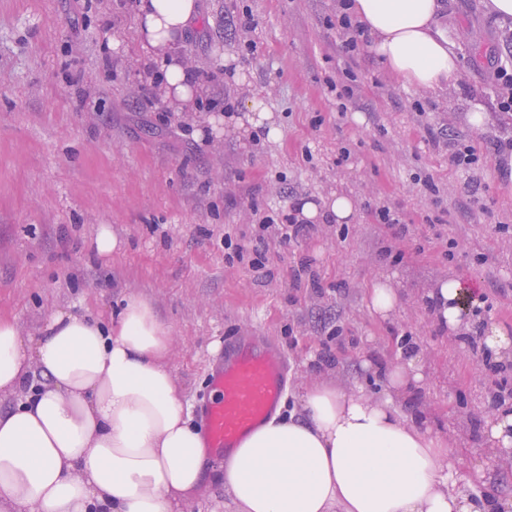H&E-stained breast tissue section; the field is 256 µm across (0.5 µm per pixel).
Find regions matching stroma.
<instances>
[{"label": "stroma", "instance_id": "1", "mask_svg": "<svg viewBox=\"0 0 512 512\" xmlns=\"http://www.w3.org/2000/svg\"><path fill=\"white\" fill-rule=\"evenodd\" d=\"M138 0H0V315L24 332L53 310L109 320L130 293L175 336L170 367L187 404L232 336H261L285 354L290 385L366 381L401 337L417 346L423 380L404 403L452 434L465 464L512 496V464L484 448L489 397L478 338L512 329V112L498 111L487 56L503 23L485 0H444L441 19L460 60L441 95L405 85L366 44L345 52L339 0H201L183 44L204 92L197 108L163 103L141 49ZM250 14L253 27L235 23ZM354 78L359 96H336ZM264 101L279 141L241 142L229 108ZM486 110L481 130L473 103ZM486 153L462 170L454 143ZM351 196L350 224H317L293 242L258 238L304 197ZM389 207L398 221L377 223ZM108 226L123 243L99 258ZM262 259L232 262L225 239ZM474 282L468 340L448 335L426 295L443 277ZM391 279L402 304L382 320L365 291ZM185 512H231L223 461Z\"/></svg>", "mask_w": 512, "mask_h": 512}]
</instances>
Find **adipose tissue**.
Wrapping results in <instances>:
<instances>
[{
  "mask_svg": "<svg viewBox=\"0 0 512 512\" xmlns=\"http://www.w3.org/2000/svg\"><path fill=\"white\" fill-rule=\"evenodd\" d=\"M442 0H351L348 13L376 61L404 84L433 93L456 86L459 60L439 26ZM199 0H139L138 37L165 102L200 98L182 58ZM229 127L248 136L281 131L251 99ZM309 224H350L355 203L333 192L298 206ZM462 280L428 293L440 326L464 329ZM171 328L129 294L109 321L57 309L32 334L0 316V512H182L203 487L208 450L180 396L169 359ZM423 379L400 355L375 393L328 380L304 384L291 409L242 439L224 460L237 512H512V498L481 492L473 469L458 488L453 436L424 427L403 397Z\"/></svg>",
  "mask_w": 512,
  "mask_h": 512,
  "instance_id": "obj_1",
  "label": "adipose tissue"
}]
</instances>
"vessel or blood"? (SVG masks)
Instances as JSON below:
<instances>
[{"label":"vessel or blood","mask_w":512,"mask_h":512,"mask_svg":"<svg viewBox=\"0 0 512 512\" xmlns=\"http://www.w3.org/2000/svg\"><path fill=\"white\" fill-rule=\"evenodd\" d=\"M287 361L260 336L226 340L224 356L209 377V394L196 405L206 448L228 455L278 407L286 384Z\"/></svg>","instance_id":"1"}]
</instances>
